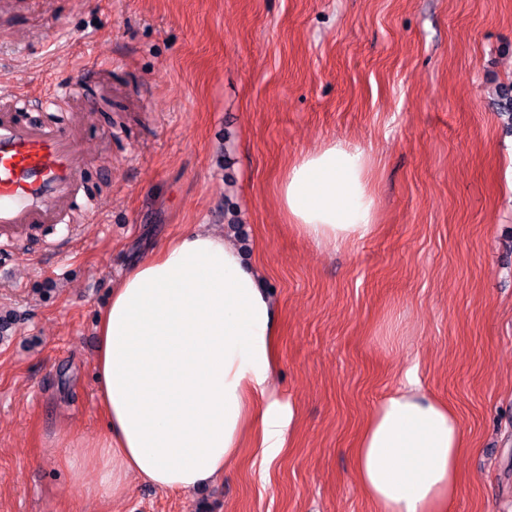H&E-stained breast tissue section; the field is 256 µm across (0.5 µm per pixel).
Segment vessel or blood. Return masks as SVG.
<instances>
[{
	"instance_id": "vessel-or-blood-1",
	"label": "vessel or blood",
	"mask_w": 512,
	"mask_h": 512,
	"mask_svg": "<svg viewBox=\"0 0 512 512\" xmlns=\"http://www.w3.org/2000/svg\"><path fill=\"white\" fill-rule=\"evenodd\" d=\"M19 112L0 113V251H12L43 228L65 225L49 242L53 254L71 249L78 232L66 224L70 214L91 207L80 193L78 176L84 166L82 128L73 122L52 126L22 118L30 102L16 100Z\"/></svg>"
}]
</instances>
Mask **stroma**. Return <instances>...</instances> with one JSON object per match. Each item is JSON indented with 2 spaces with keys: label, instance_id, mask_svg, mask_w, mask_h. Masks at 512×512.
<instances>
[{
  "label": "stroma",
  "instance_id": "35a3bbf8",
  "mask_svg": "<svg viewBox=\"0 0 512 512\" xmlns=\"http://www.w3.org/2000/svg\"><path fill=\"white\" fill-rule=\"evenodd\" d=\"M94 61L75 250L1 256L0 512H376L353 477L370 412L418 362L464 428L448 512H512V0H0V101ZM334 142L373 162L376 230L316 245L283 213L288 165ZM240 225L276 304L268 467L245 432L222 480L132 482L102 508L98 320L166 243Z\"/></svg>",
  "mask_w": 512,
  "mask_h": 512
}]
</instances>
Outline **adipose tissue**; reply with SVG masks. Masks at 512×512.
<instances>
[{
	"label": "adipose tissue",
	"mask_w": 512,
	"mask_h": 512,
	"mask_svg": "<svg viewBox=\"0 0 512 512\" xmlns=\"http://www.w3.org/2000/svg\"><path fill=\"white\" fill-rule=\"evenodd\" d=\"M365 151L335 142L301 156L279 183L291 224L315 244H353L375 229ZM275 307L231 235L196 229L132 268L100 321L97 369L107 419L88 455L87 490L109 499L131 481L189 491L223 475L248 417L266 463L286 445L290 407L268 391ZM411 364L370 413L353 450L377 512H448L464 430Z\"/></svg>",
	"instance_id": "obj_1"
}]
</instances>
